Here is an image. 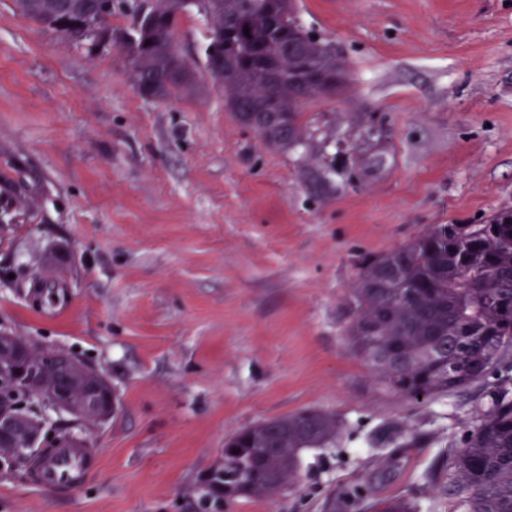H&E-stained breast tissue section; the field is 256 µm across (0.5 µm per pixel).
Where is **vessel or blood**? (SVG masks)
I'll return each mask as SVG.
<instances>
[{
  "mask_svg": "<svg viewBox=\"0 0 512 512\" xmlns=\"http://www.w3.org/2000/svg\"><path fill=\"white\" fill-rule=\"evenodd\" d=\"M98 467V449L57 447L42 458L32 482L50 489H75L87 483Z\"/></svg>",
  "mask_w": 512,
  "mask_h": 512,
  "instance_id": "obj_1",
  "label": "vessel or blood"
}]
</instances>
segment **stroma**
I'll return each instance as SVG.
<instances>
[{"mask_svg":"<svg viewBox=\"0 0 512 512\" xmlns=\"http://www.w3.org/2000/svg\"><path fill=\"white\" fill-rule=\"evenodd\" d=\"M345 62L346 94L301 107L292 148L227 107L204 67L210 24L176 43L196 90L134 87L120 48L57 39L0 0V335L75 353L117 395L83 441L98 473L61 494L0 472V512H199L224 441L303 409L334 446L298 481L220 512H330L351 495L459 512L447 455L483 407L386 390L345 328L362 256L434 224L512 207V0H295ZM65 283L46 315L35 284Z\"/></svg>","mask_w":512,"mask_h":512,"instance_id":"1","label":"stroma"}]
</instances>
